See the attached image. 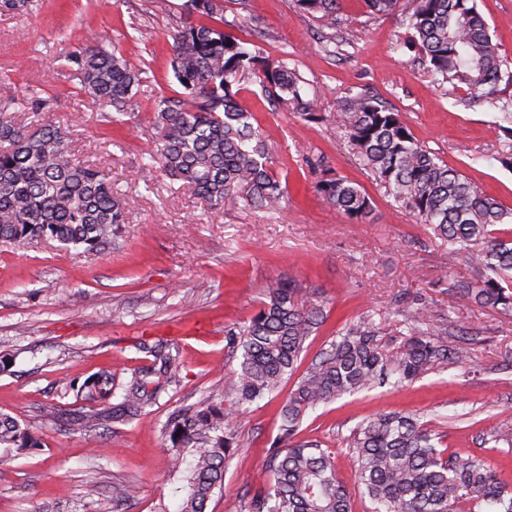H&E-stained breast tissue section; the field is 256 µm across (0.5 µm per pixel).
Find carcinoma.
I'll use <instances>...</instances> for the list:
<instances>
[{"mask_svg":"<svg viewBox=\"0 0 512 512\" xmlns=\"http://www.w3.org/2000/svg\"><path fill=\"white\" fill-rule=\"evenodd\" d=\"M343 0H295L324 25L336 23ZM373 15L404 13L414 31L412 47L429 63L436 80L462 88L471 102L502 113V130L512 137V99L501 85L512 84V60L493 42L477 0H363ZM34 0H0V11L28 14ZM197 22L173 35L171 67L181 87L153 100L158 138L143 169L160 167L176 182L194 188L210 206L249 208L279 214L286 189L273 174L265 139L253 113L241 106L236 87L254 82L275 103L308 121L318 119L316 98L308 97L286 60L269 62L247 43L224 31L236 20L224 17V0H186ZM81 86L99 105L118 115L133 106L144 69L131 66L104 42L78 43L64 56ZM49 98L0 85V246L53 240L66 250L96 253L112 246L125 223V202L112 172L78 160L65 132L49 125L29 132L18 114L36 115ZM336 128L387 193L448 246L450 267L466 264L469 280L448 284L463 306L472 304L512 316V208L484 194L439 155L421 144L399 113L375 98L351 97L336 112ZM317 191L336 213L359 223L371 216L370 197L341 176L321 179ZM291 278L265 285L266 301L248 320L225 330L229 349H240L237 369L220 393L193 409L168 416L163 432L178 485L171 489L177 512H206L223 490L225 464L233 455L231 423L246 404L276 392L295 374L306 342L326 322L320 307H304ZM395 335L383 341L381 327L366 315L346 324L297 378L280 408L278 434L267 449L270 481L247 492L239 512H352L349 492L338 479L334 453L318 443L297 441L310 410L347 394L385 385L406 387L431 371L459 368L469 348L450 345L448 312L404 307L397 310ZM137 350L152 357L150 371L116 384L106 375L82 385L93 402L112 403V421L128 423L155 405L166 386L179 381L178 343L159 339ZM232 398L224 406V396ZM105 414L89 409L77 418L95 429ZM0 446L19 453L41 447L27 427L0 414ZM347 448L359 484L373 512H512V489L488 464L441 447L437 433L419 419L381 413L360 421Z\"/></svg>","mask_w":512,"mask_h":512,"instance_id":"1","label":"carcinoma"}]
</instances>
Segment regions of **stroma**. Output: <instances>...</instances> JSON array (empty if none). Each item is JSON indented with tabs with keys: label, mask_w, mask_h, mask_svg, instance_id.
Here are the masks:
<instances>
[{
	"label": "stroma",
	"mask_w": 512,
	"mask_h": 512,
	"mask_svg": "<svg viewBox=\"0 0 512 512\" xmlns=\"http://www.w3.org/2000/svg\"><path fill=\"white\" fill-rule=\"evenodd\" d=\"M37 0L29 15L0 13V81L25 91L40 87L53 100L40 123L65 131L74 156L111 169L126 201L127 220L111 248L95 256L44 241L0 248V412L23 421L42 446L19 456L0 447V512H112V489L130 485L125 512H156L172 486L168 443L161 432L174 411L221 389L238 361L226 326L250 317L269 279L287 276L308 306L327 320L309 340L307 358L328 348L345 323L372 315L393 336L392 312L408 303L449 311V343L470 329L472 362L443 369L400 390L377 387L307 413L298 435L335 451L354 512H369L346 439L362 419L380 412L421 417L449 450L485 459L512 483V447L482 441L491 425L512 426V317L459 306L448 277L447 248L430 226L389 196L360 165L334 117L351 96H374L399 112L414 136L484 194L512 208V170L499 159L512 139L500 114L466 101L461 89L437 82L417 53L403 46L400 15L369 14L362 0H344L334 27L300 11L294 0H224L234 34L269 60L287 59L317 97L322 119L309 122L270 103L248 83L240 103L253 112L273 157L272 170L289 192L281 218L242 208L216 212L192 188L154 171L149 181L130 170L157 138L155 96L172 93L170 44L186 19L185 0ZM502 53L512 58V0H478ZM110 40L125 59L148 71L149 83L121 120L86 94L62 57L66 44ZM359 184L370 196L369 222L336 214L317 190L324 169ZM178 339L179 382L130 424L88 432L68 423L89 403L77 388L95 374L124 382L150 363L141 342ZM72 389H64L63 380ZM294 385L249 406L234 422L238 450L224 471V490L207 512H239L243 493L262 487V459L278 433L279 410Z\"/></svg>",
	"instance_id": "1"
}]
</instances>
